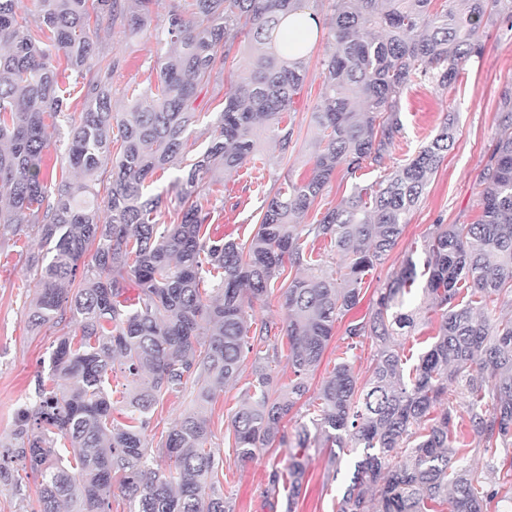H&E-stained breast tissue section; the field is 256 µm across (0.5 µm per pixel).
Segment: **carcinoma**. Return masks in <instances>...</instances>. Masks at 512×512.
Here are the masks:
<instances>
[{
    "instance_id": "carcinoma-1",
    "label": "carcinoma",
    "mask_w": 512,
    "mask_h": 512,
    "mask_svg": "<svg viewBox=\"0 0 512 512\" xmlns=\"http://www.w3.org/2000/svg\"><path fill=\"white\" fill-rule=\"evenodd\" d=\"M19 0H0V229L32 231L50 258L35 268L28 320L72 328L56 339L49 380L38 401L20 411L18 455L39 478L38 512H112L118 482L129 512H233L217 485L223 459L206 447L208 420L183 417L157 444L148 439L155 405L192 382L198 399L238 381L257 344L253 379L231 426L237 461L284 445L281 422L309 391L336 321L360 302L364 275L398 244L409 216L453 142L446 120L405 163L352 193L317 224L302 223L325 187L342 171L385 168L402 129L399 101L413 80L446 90L462 61L483 51L485 20L512 17V0H332L330 49L314 122L320 131L310 174L285 178L261 208L254 235L243 241L210 232L211 186L257 156L260 132L281 154L294 147V125L282 123L306 77L303 44L281 34L289 15L311 0H176L155 39L168 45L156 82L132 89L122 112L112 106L116 61L93 39L103 15L132 35L149 30L154 0H36L29 19ZM246 49L255 68L224 91L208 127L205 149L191 153L200 121L198 93L224 73L228 57ZM64 62L84 91V110L70 120L66 171H42L50 128L71 96L56 63ZM112 158L108 176L102 161ZM176 168L179 209L159 222L163 199L145 193L159 169ZM106 183L104 197L95 189ZM482 218L475 224H434L424 237L423 308L404 297L417 279L407 257L368 315L347 324L332 375L315 393L319 414L302 423L296 447L358 454L336 512H488L512 485V319L488 306L512 303V100L496 131L483 181ZM327 240L341 263L310 277L290 271L319 265L315 243ZM290 282L282 321H252L248 309L280 278ZM137 298L122 301L127 281ZM78 287H73V284ZM439 316L415 363L407 365L397 337L423 314ZM288 339L291 377L273 386L269 360ZM371 341L369 377L354 367ZM122 358L131 388L121 401L127 419L112 420L110 374ZM466 398L471 434L482 445L491 485L451 446L454 408ZM74 449L64 464L60 440ZM308 458L293 456L288 474L274 466L263 508L277 512L280 484L295 512Z\"/></svg>"
}]
</instances>
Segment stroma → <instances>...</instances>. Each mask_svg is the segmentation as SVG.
I'll use <instances>...</instances> for the list:
<instances>
[{
  "instance_id": "1",
  "label": "stroma",
  "mask_w": 512,
  "mask_h": 512,
  "mask_svg": "<svg viewBox=\"0 0 512 512\" xmlns=\"http://www.w3.org/2000/svg\"><path fill=\"white\" fill-rule=\"evenodd\" d=\"M313 11L320 21L319 35L310 46L304 84L285 115L294 125L297 143L283 157L273 140L261 137L259 155L268 159V166L255 168L247 163L239 172L225 175L224 196L238 200L239 205L233 210L218 201L212 205L214 232L224 239L246 240L259 223L263 199L275 191L283 177L300 181L311 168L310 157L317 140L312 114L320 103L322 60L329 48L332 22L328 0H319ZM96 39L100 50L119 62L112 76V103L121 107L128 87H143L155 80L157 59L166 48L146 34L125 36L105 17L98 22ZM479 39L484 45L483 54L466 59L451 89L443 91L415 81L401 95L402 130L390 152V164L401 162L426 145L449 115L455 119L454 140L397 246L366 276L361 301L351 310V317L371 310L377 289L384 287L406 257L423 262L421 245L432 225L472 224L482 215L484 173L495 150L503 103L512 97V25L504 17H497L481 27ZM83 108L82 94H74L68 104V117L59 118L52 133L44 173L56 175L67 168L68 118L79 115ZM46 252V246L35 234L20 238L0 235V452L14 453L12 480L0 479V512H32L34 506L37 480L17 456L21 440L16 431L18 411L35 402L36 388L49 376L50 356L63 332L62 326L51 324L35 332L28 324V307L36 291L31 263L34 256ZM251 371V362H244L238 384L218 390L213 400L204 405L199 404L197 388L191 383L180 393L164 395L151 425L152 436L158 438L185 414L202 412L210 427L207 445L224 461L221 491L235 512H262L271 466L287 469L290 459L285 446L260 452L246 464L235 458L231 419L240 405L242 386L252 377ZM341 463L340 470H333L326 452L309 449L306 483L296 512H336V501L352 473L349 456H342Z\"/></svg>"
}]
</instances>
